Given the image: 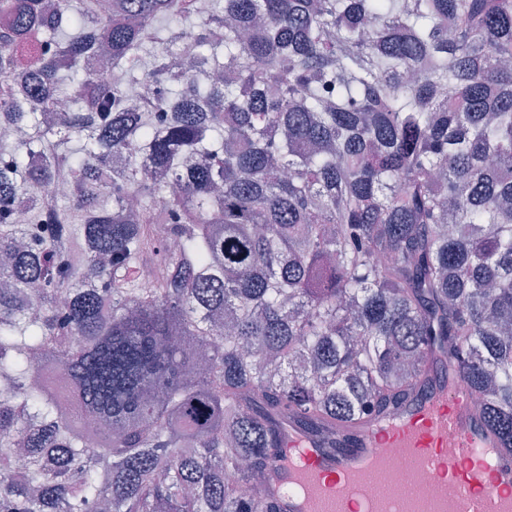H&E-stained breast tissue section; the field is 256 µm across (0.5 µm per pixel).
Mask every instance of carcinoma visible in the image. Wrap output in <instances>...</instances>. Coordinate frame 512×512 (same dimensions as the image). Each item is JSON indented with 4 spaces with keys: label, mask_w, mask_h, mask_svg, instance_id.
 <instances>
[{
    "label": "carcinoma",
    "mask_w": 512,
    "mask_h": 512,
    "mask_svg": "<svg viewBox=\"0 0 512 512\" xmlns=\"http://www.w3.org/2000/svg\"><path fill=\"white\" fill-rule=\"evenodd\" d=\"M0 15V512H283L433 351L512 448V0Z\"/></svg>",
    "instance_id": "carcinoma-1"
}]
</instances>
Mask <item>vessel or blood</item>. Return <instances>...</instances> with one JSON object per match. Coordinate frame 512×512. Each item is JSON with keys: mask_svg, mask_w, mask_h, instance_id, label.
<instances>
[{"mask_svg": "<svg viewBox=\"0 0 512 512\" xmlns=\"http://www.w3.org/2000/svg\"><path fill=\"white\" fill-rule=\"evenodd\" d=\"M440 366L429 360L421 399L399 415L358 423L346 446L318 448L291 433L272 473L273 488L288 494V512H307L321 499L340 502L343 512H395L365 497L360 475L376 468L400 481L396 463L406 457L443 483L405 512H512V452L471 411L461 377L442 375Z\"/></svg>", "mask_w": 512, "mask_h": 512, "instance_id": "b4317fda", "label": "vessel or blood"}]
</instances>
